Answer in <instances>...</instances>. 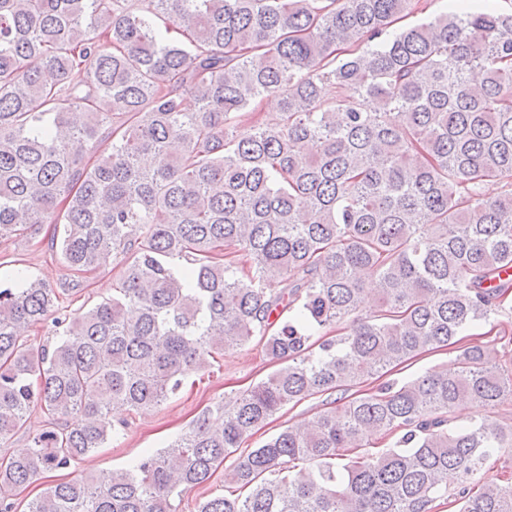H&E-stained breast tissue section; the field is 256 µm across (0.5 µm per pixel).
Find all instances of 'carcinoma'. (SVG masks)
I'll list each match as a JSON object with an SVG mask.
<instances>
[{"label": "carcinoma", "mask_w": 512, "mask_h": 512, "mask_svg": "<svg viewBox=\"0 0 512 512\" xmlns=\"http://www.w3.org/2000/svg\"><path fill=\"white\" fill-rule=\"evenodd\" d=\"M410 5L0 0V241L51 224L71 272L0 289V445L47 417L0 460V512L255 339L278 368L234 406L128 469L47 484L26 512H185L233 455L228 494L197 512H512L483 473L512 428L453 416L512 400L494 345L462 336L512 290V12L393 29ZM110 258L116 295L68 311ZM47 318L58 341L35 352ZM451 345L459 364L240 451L284 406ZM45 419V415L40 410L33 412L27 424L11 439L7 448L0 447V460L13 449L27 445L31 438L44 428Z\"/></svg>", "instance_id": "cac0c4a2"}]
</instances>
